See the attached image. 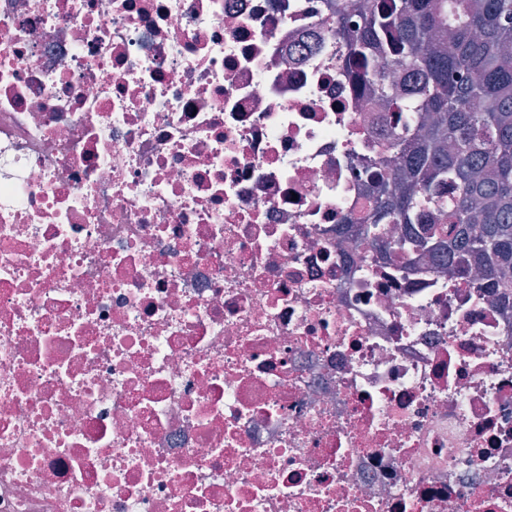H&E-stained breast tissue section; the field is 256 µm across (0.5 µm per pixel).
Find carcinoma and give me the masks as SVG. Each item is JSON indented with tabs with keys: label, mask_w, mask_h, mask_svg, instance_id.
Listing matches in <instances>:
<instances>
[{
	"label": "carcinoma",
	"mask_w": 512,
	"mask_h": 512,
	"mask_svg": "<svg viewBox=\"0 0 512 512\" xmlns=\"http://www.w3.org/2000/svg\"><path fill=\"white\" fill-rule=\"evenodd\" d=\"M330 8L348 74L374 81L400 128L389 148L402 168L378 177L358 237L379 243L380 225L417 224L427 204L446 208L448 240L409 230L399 248L427 245L512 289V0H330ZM394 62L411 82H389Z\"/></svg>",
	"instance_id": "obj_1"
}]
</instances>
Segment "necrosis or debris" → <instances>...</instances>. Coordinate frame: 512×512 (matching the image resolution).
I'll use <instances>...</instances> for the list:
<instances>
[{
  "label": "necrosis or debris",
  "mask_w": 512,
  "mask_h": 512,
  "mask_svg": "<svg viewBox=\"0 0 512 512\" xmlns=\"http://www.w3.org/2000/svg\"><path fill=\"white\" fill-rule=\"evenodd\" d=\"M345 57L327 0H0V512H512V294L358 239Z\"/></svg>",
  "instance_id": "necrosis-or-debris-1"
}]
</instances>
